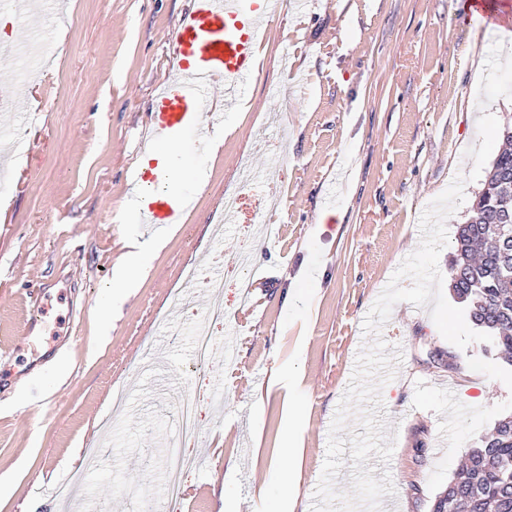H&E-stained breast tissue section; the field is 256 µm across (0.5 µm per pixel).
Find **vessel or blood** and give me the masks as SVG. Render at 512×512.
<instances>
[{
    "label": "vessel or blood",
    "instance_id": "b4317fda",
    "mask_svg": "<svg viewBox=\"0 0 512 512\" xmlns=\"http://www.w3.org/2000/svg\"><path fill=\"white\" fill-rule=\"evenodd\" d=\"M274 7V0H194L171 37L172 58L185 76L168 82L157 96L154 142L171 146L190 139L207 149L213 133L211 88L223 81L224 109L237 110L241 86L256 75L257 49L270 34L267 19ZM166 176L163 168L143 172L146 197L132 204L140 222L156 230L178 223L188 200L184 191L165 188Z\"/></svg>",
    "mask_w": 512,
    "mask_h": 512
}]
</instances>
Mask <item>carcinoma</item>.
Segmentation results:
<instances>
[{"label": "carcinoma", "instance_id": "carcinoma-1", "mask_svg": "<svg viewBox=\"0 0 512 512\" xmlns=\"http://www.w3.org/2000/svg\"><path fill=\"white\" fill-rule=\"evenodd\" d=\"M500 140L472 214L458 229L450 287L512 365V242L502 235L512 218V119L502 125ZM433 512H512V415L471 450Z\"/></svg>", "mask_w": 512, "mask_h": 512}]
</instances>
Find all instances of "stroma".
Returning <instances> with one entry per match:
<instances>
[{
	"mask_svg": "<svg viewBox=\"0 0 512 512\" xmlns=\"http://www.w3.org/2000/svg\"><path fill=\"white\" fill-rule=\"evenodd\" d=\"M0 33L65 35L69 54L18 89L0 76V126L21 132L0 162V512H255L272 465H297L295 512H311L331 423L359 352L401 348L381 409L364 402L346 432L378 411L397 441L367 461L396 493L384 512H432L471 448L512 414V368L492 344L460 349L428 309L396 304L378 336L363 321L421 239L419 218L456 176L465 223L482 190L469 180L478 106L475 35L452 0H294L271 23L260 72L218 155L174 149L190 206L136 292L99 304L130 240L138 160L152 145L154 96L171 79L170 37L192 0H36ZM240 200L224 229V199ZM224 266L223 321L209 361L193 360L196 323L214 303L189 270ZM305 301L284 306L288 286ZM45 291L46 314L32 293ZM235 347L234 362L219 349ZM292 364L293 382L270 386ZM195 400L196 459L169 498L165 453L183 395ZM304 409L297 462L283 456V405Z\"/></svg>",
	"mask_w": 512,
	"mask_h": 512,
	"instance_id": "stroma-1",
	"label": "stroma"
}]
</instances>
